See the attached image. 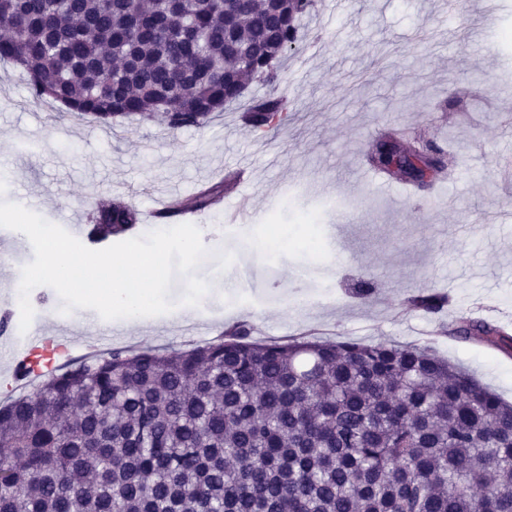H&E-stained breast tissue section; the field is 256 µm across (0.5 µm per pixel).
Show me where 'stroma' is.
<instances>
[{"label":"stroma","mask_w":512,"mask_h":512,"mask_svg":"<svg viewBox=\"0 0 512 512\" xmlns=\"http://www.w3.org/2000/svg\"><path fill=\"white\" fill-rule=\"evenodd\" d=\"M512 0H317L302 21L299 48L284 62L293 104L288 123L265 136L240 119L242 104L215 113L200 129L171 131L155 122L105 128L57 116L28 97L14 69L0 66V199L59 226H90L98 203L122 201L145 213L168 188L193 197L224 176V207L193 216L210 259L197 277L210 284L199 305L180 299L173 312L124 326L118 347L172 350L190 325L202 345L237 324L261 329V341L310 336L325 342L432 347L512 403V354L457 338L469 317L512 334ZM451 144L453 182L392 200L365 176L366 154L389 131ZM247 164L251 179L234 173ZM449 198L440 205L436 196ZM247 200L238 224L224 212ZM288 242L272 252L261 240L274 225ZM12 251L0 270V299L12 300L29 239L0 228ZM234 261L218 271L214 253ZM432 291L449 303L435 314L407 308ZM33 326L46 335H81L100 323L91 309L56 316L51 287L30 293Z\"/></svg>","instance_id":"obj_1"}]
</instances>
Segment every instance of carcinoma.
Segmentation results:
<instances>
[{"label":"carcinoma","instance_id":"carcinoma-1","mask_svg":"<svg viewBox=\"0 0 512 512\" xmlns=\"http://www.w3.org/2000/svg\"><path fill=\"white\" fill-rule=\"evenodd\" d=\"M316 0H0V62L35 101L114 123L202 128L252 79L270 88L244 123L288 121L280 59ZM371 164L432 186L427 142ZM224 181L179 210L201 214ZM138 222L97 206L89 237ZM435 313L443 298L418 293ZM457 333L512 350L483 320ZM0 512H512V404L427 346L261 343L240 325L190 349H114L61 368L0 405Z\"/></svg>","mask_w":512,"mask_h":512}]
</instances>
